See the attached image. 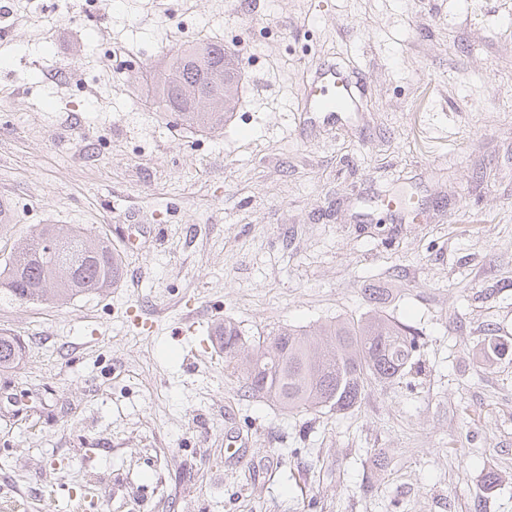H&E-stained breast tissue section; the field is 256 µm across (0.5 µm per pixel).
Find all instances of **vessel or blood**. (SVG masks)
<instances>
[{
  "mask_svg": "<svg viewBox=\"0 0 512 512\" xmlns=\"http://www.w3.org/2000/svg\"><path fill=\"white\" fill-rule=\"evenodd\" d=\"M355 109L351 79L333 65L317 69L306 92V110L313 120L333 124Z\"/></svg>",
  "mask_w": 512,
  "mask_h": 512,
  "instance_id": "b4317fda",
  "label": "vessel or blood"
}]
</instances>
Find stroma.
I'll return each instance as SVG.
<instances>
[{
  "label": "stroma",
  "mask_w": 512,
  "mask_h": 512,
  "mask_svg": "<svg viewBox=\"0 0 512 512\" xmlns=\"http://www.w3.org/2000/svg\"><path fill=\"white\" fill-rule=\"evenodd\" d=\"M202 40L242 63L220 132L153 106L152 72ZM323 63L359 109L306 125ZM2 114L0 259L36 224L138 248L98 294L0 292L25 347L0 371V506L512 512V0H0ZM373 310L424 346L343 414L251 397L209 335Z\"/></svg>",
  "instance_id": "35a3bbf8"
}]
</instances>
